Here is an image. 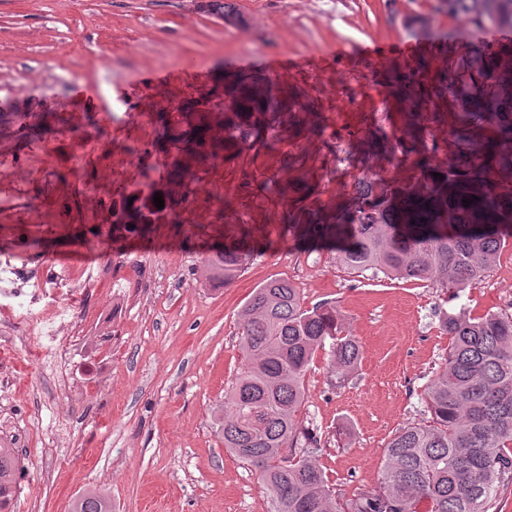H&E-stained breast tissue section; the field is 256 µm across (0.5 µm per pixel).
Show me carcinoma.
Listing matches in <instances>:
<instances>
[{
	"mask_svg": "<svg viewBox=\"0 0 512 512\" xmlns=\"http://www.w3.org/2000/svg\"><path fill=\"white\" fill-rule=\"evenodd\" d=\"M208 11L236 20L224 0H210ZM446 11L469 16L478 29H512V0H448ZM506 70L512 71V48L488 46L458 61L450 88L440 84L427 94L411 80L400 85L411 138L419 108L451 93L454 156L445 164L423 159L418 173L394 185L361 179L338 211L312 210L293 197L314 178L298 161L295 176L263 178L254 190L282 207L281 223L327 246L352 271L461 290L491 271L512 238V89L499 83ZM301 97L268 77L230 74L222 87L178 107L176 122L159 113L161 141L177 153L168 179L147 185L139 205L112 209V223L155 224L157 216L175 213L209 160L272 153L282 141L314 132L315 124L295 120ZM249 256L246 238L216 246L203 258V276L228 286ZM440 326L450 344L423 390L431 420L395 432L377 485L340 500L299 412L316 352L330 348V372L342 384L357 369L360 346L343 334L336 308H304L289 282L274 279L253 291L242 313V365L217 422L224 447L260 472L269 512H489L500 489L512 485V315L472 318L462 309L440 317ZM18 471V457L0 448V512L8 509ZM71 512H111V505L87 491Z\"/></svg>",
	"mask_w": 512,
	"mask_h": 512,
	"instance_id": "carcinoma-1",
	"label": "carcinoma"
}]
</instances>
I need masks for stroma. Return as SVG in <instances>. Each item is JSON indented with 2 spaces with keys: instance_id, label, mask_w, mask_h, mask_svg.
Wrapping results in <instances>:
<instances>
[{
  "instance_id": "stroma-1",
  "label": "stroma",
  "mask_w": 512,
  "mask_h": 512,
  "mask_svg": "<svg viewBox=\"0 0 512 512\" xmlns=\"http://www.w3.org/2000/svg\"><path fill=\"white\" fill-rule=\"evenodd\" d=\"M229 25L197 0H0V146L28 181L35 222L0 206V257L47 270L67 266L89 298L77 320L100 349L75 345L73 383L105 355L108 383L87 399L16 343V371L0 381V438L29 428L19 455L13 512H70L88 491L112 512H268L258 472L224 447L215 410L241 366L240 312L254 288L285 279L306 308L336 306L360 346L345 384L318 351L300 413L339 498L374 486L383 452L401 427L426 420L421 394L448 354L441 312L512 315V243L489 276L460 293L426 281L346 270L328 249L281 224V211L253 192L301 158L317 176L306 205L336 207L363 178L400 181L424 158L452 157L447 100L426 104L418 140L405 135L397 76L435 83L451 62L486 46L512 45V30L474 32L438 0H230ZM425 26L409 31L407 17ZM391 47L379 57L361 45ZM227 74L271 75L305 92L320 135L278 152L206 164L176 224L112 225L104 203L118 177L165 182L173 155L151 115L207 91ZM95 147L76 166L74 135ZM138 163L127 166L129 147ZM233 200L225 210V200ZM112 229L102 244L95 227ZM251 234L260 244L230 286L201 276V243ZM40 241L37 249L29 241Z\"/></svg>"
}]
</instances>
